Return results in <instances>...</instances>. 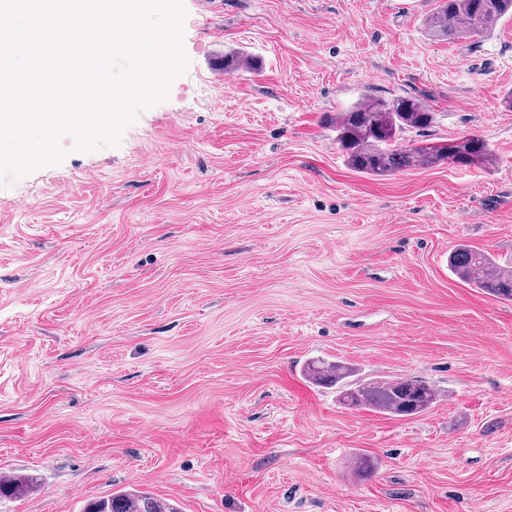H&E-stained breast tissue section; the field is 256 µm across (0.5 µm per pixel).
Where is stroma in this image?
Instances as JSON below:
<instances>
[{
	"label": "stroma",
	"instance_id": "1",
	"mask_svg": "<svg viewBox=\"0 0 512 512\" xmlns=\"http://www.w3.org/2000/svg\"><path fill=\"white\" fill-rule=\"evenodd\" d=\"M185 5L167 102L0 189V469L38 480L0 512H512V303L448 269L512 258V16L448 43L437 0ZM364 95L421 96L425 138L493 165L353 171L334 123ZM315 358L443 398L347 409ZM82 512H179V509L149 491L131 489L91 501Z\"/></svg>",
	"mask_w": 512,
	"mask_h": 512
}]
</instances>
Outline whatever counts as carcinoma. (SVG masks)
<instances>
[{"mask_svg": "<svg viewBox=\"0 0 512 512\" xmlns=\"http://www.w3.org/2000/svg\"><path fill=\"white\" fill-rule=\"evenodd\" d=\"M512 14V0H440L426 19L427 34L450 42L482 37L503 17ZM433 113L417 98L363 96L336 116V142L347 165L356 172L385 177L415 166H482L493 163L486 141L472 135L454 140L421 141L407 148L405 134L424 130ZM448 267L468 285L512 303V265L467 243L454 247ZM357 369L338 361L317 359L305 363L303 376L313 385L336 390L338 401L349 407L396 416L423 415L437 405L440 392L418 379L365 382ZM30 488L28 479H0V499L19 497ZM83 512H179L172 503L149 491L131 489L89 502Z\"/></svg>", "mask_w": 512, "mask_h": 512, "instance_id": "carcinoma-1", "label": "carcinoma"}]
</instances>
